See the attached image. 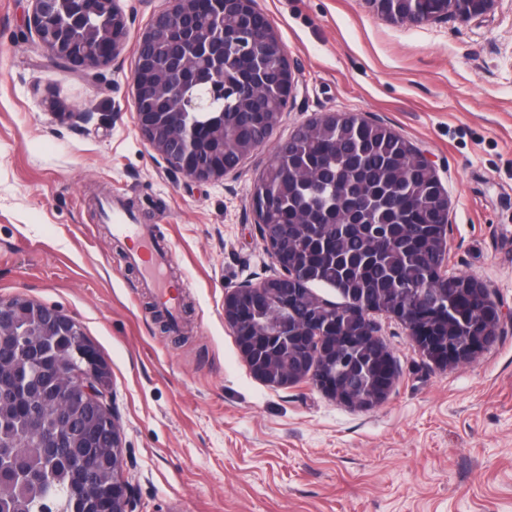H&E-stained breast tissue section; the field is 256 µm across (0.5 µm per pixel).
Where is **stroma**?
<instances>
[{"label":"stroma","instance_id":"obj_1","mask_svg":"<svg viewBox=\"0 0 512 512\" xmlns=\"http://www.w3.org/2000/svg\"><path fill=\"white\" fill-rule=\"evenodd\" d=\"M256 3L294 96L263 146L199 183L169 173L137 125L138 41L167 0H119L125 45L89 73L51 65L30 0H0V296L70 316L110 367L137 512H512V0L419 25L368 0ZM56 103L92 118L60 119ZM327 112L385 123L431 158L450 199L448 271L483 282L504 313L473 362L445 369L382 320L398 373L367 409L309 378L265 384L224 320L226 291L279 271L253 186ZM109 200L171 250L177 327L163 329L113 240Z\"/></svg>","mask_w":512,"mask_h":512}]
</instances>
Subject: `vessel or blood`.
I'll use <instances>...</instances> for the list:
<instances>
[{
    "mask_svg": "<svg viewBox=\"0 0 512 512\" xmlns=\"http://www.w3.org/2000/svg\"><path fill=\"white\" fill-rule=\"evenodd\" d=\"M110 219L113 236L139 241L140 252L135 261L145 279L153 286L156 301L168 309H177L180 304V295L172 287L166 275L168 253L158 246L147 227L132 223L130 217L121 209H113Z\"/></svg>",
    "mask_w": 512,
    "mask_h": 512,
    "instance_id": "obj_1",
    "label": "vessel or blood"
}]
</instances>
